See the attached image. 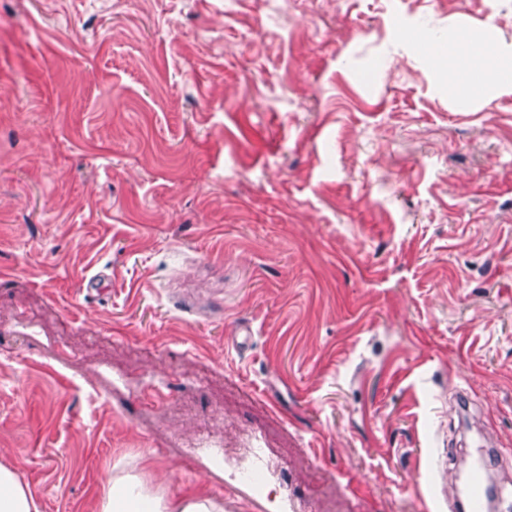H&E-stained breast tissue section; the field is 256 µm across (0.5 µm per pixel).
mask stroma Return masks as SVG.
I'll return each instance as SVG.
<instances>
[{
	"instance_id": "1",
	"label": "stroma",
	"mask_w": 512,
	"mask_h": 512,
	"mask_svg": "<svg viewBox=\"0 0 512 512\" xmlns=\"http://www.w3.org/2000/svg\"><path fill=\"white\" fill-rule=\"evenodd\" d=\"M488 23L512 0H0V463L41 512L141 453L224 512H451L489 448L512 504V93L411 45Z\"/></svg>"
}]
</instances>
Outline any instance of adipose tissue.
<instances>
[{
    "label": "adipose tissue",
    "instance_id": "ef3b65f1",
    "mask_svg": "<svg viewBox=\"0 0 512 512\" xmlns=\"http://www.w3.org/2000/svg\"><path fill=\"white\" fill-rule=\"evenodd\" d=\"M417 45L444 68L451 96L476 100L512 92V42L500 40L493 26L448 43L421 37ZM0 512H40L28 484L2 463ZM99 512H224V502L203 491L179 497L146 478L108 473L100 485Z\"/></svg>",
    "mask_w": 512,
    "mask_h": 512
}]
</instances>
